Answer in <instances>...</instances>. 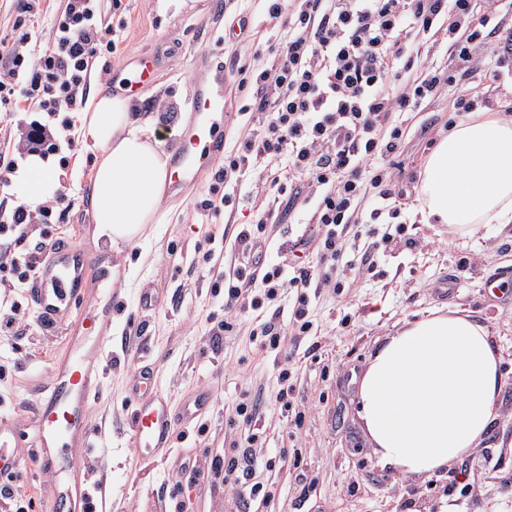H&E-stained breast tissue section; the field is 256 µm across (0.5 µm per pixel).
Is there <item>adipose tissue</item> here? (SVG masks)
<instances>
[{"instance_id": "ef3b65f1", "label": "adipose tissue", "mask_w": 512, "mask_h": 512, "mask_svg": "<svg viewBox=\"0 0 512 512\" xmlns=\"http://www.w3.org/2000/svg\"><path fill=\"white\" fill-rule=\"evenodd\" d=\"M78 122L96 153L89 205L97 231L135 244L171 183L155 122L133 111L130 98L105 92L87 100ZM11 181L34 209L54 193L59 173L31 155ZM419 199L427 222L468 235L512 217V119L490 112L442 137L426 160ZM501 386L487 326L461 309L434 313L406 323L372 355L360 381V415L383 465L432 474L482 444Z\"/></svg>"}]
</instances>
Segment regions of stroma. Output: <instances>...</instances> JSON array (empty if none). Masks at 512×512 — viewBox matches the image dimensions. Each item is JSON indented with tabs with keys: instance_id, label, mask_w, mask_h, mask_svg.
I'll use <instances>...</instances> for the list:
<instances>
[{
	"instance_id": "stroma-1",
	"label": "stroma",
	"mask_w": 512,
	"mask_h": 512,
	"mask_svg": "<svg viewBox=\"0 0 512 512\" xmlns=\"http://www.w3.org/2000/svg\"><path fill=\"white\" fill-rule=\"evenodd\" d=\"M117 25L119 50L100 59L87 91L112 89L139 57L152 58L154 82L131 96L136 111L154 116L164 145L179 138L192 114L188 84L196 71L224 70V149L236 147L248 93L238 91L240 69L255 72L283 53L279 21L270 19L265 0H224L222 14L210 0H123ZM504 55L512 70V48L486 43L464 86L441 85L420 111L404 116L406 134L397 156L406 201L400 222L406 232L375 252L372 268L337 267L341 289L309 290L310 336H285L280 350H259L250 338L251 316L211 344L208 331L224 317V297L212 284L238 257L232 247L240 225L272 201V192L220 208L199 210L209 198L211 171L185 188L169 190L138 246H111L95 237L89 212L93 152L78 131L63 132L57 120L36 112L0 113V150L23 162L30 123H48L62 141L67 164L59 165L58 196L70 207L57 224H32L22 251L34 252L49 238H65L96 255L91 288L111 282L120 302L105 323L104 386L86 415L91 445L77 462L92 463L90 483L107 487L108 512H512V287L490 290L483 282L512 269V223L488 224L470 238L447 226L424 223L417 196L425 160L440 135L460 122L454 102L461 89L481 97L489 82L487 64ZM309 216L280 209L268 225V258L283 260L282 242L296 238ZM158 303L141 310L140 289ZM462 308L486 324L501 357L503 382L496 418L480 448L446 470L404 476L382 466L374 455L359 414V383L368 358L404 320L432 310ZM87 303L76 299L71 318L57 328L42 327L22 288H0V316L15 328L0 335V426L11 427L32 414L35 401L52 385V365L77 339L94 335ZM151 366L160 389L176 409L208 393L199 415L205 433L187 432L171 443V461L139 459L130 444L129 397L133 376ZM289 369V406L276 399L281 369ZM255 405L252 422L235 413L240 399ZM256 456L259 464L237 493L192 484L171 466L191 457ZM66 461L48 473L29 469L20 490L24 512H46ZM263 491L251 494L253 485Z\"/></svg>"
}]
</instances>
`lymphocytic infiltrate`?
I'll use <instances>...</instances> for the list:
<instances>
[{"label": "lymphocytic infiltrate", "mask_w": 512, "mask_h": 512, "mask_svg": "<svg viewBox=\"0 0 512 512\" xmlns=\"http://www.w3.org/2000/svg\"><path fill=\"white\" fill-rule=\"evenodd\" d=\"M122 0H64L53 22V38L41 52L27 48L21 30L33 23V0H12L13 34L0 35V110L34 105L47 114L79 112L85 104L87 78L98 59L117 53L110 12ZM502 0H270L271 18H285L284 52L270 69L240 78L239 88L253 87L240 109L248 125L238 146L224 156L214 176L210 199L202 210L229 204L232 183L250 182L263 163H277L271 180L275 199L288 209L310 212L317 226L318 260L313 265L266 261L265 226L271 214L258 213L236 236L242 262L225 273L224 318L209 330L212 342L232 332L239 316L263 312L251 336L261 348H279L284 332L305 336L307 288L326 281L346 260L342 227L384 224L396 218L403 192L395 157L404 135L401 114L417 111L433 98L440 83L463 78L462 67L476 45L501 29ZM448 34V64L440 68L424 57L422 39ZM378 191L368 218H361L367 188ZM54 208L38 213L15 209L0 226V273L29 283L40 258L19 254L25 225L50 223ZM307 239L297 240L306 249ZM297 289L288 322L270 310L282 290ZM254 458L213 457L207 467L181 458L179 471L197 482H221L238 489L239 472Z\"/></svg>", "instance_id": "1"}]
</instances>
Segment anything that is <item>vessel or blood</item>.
<instances>
[{
	"label": "vessel or blood",
	"mask_w": 512,
	"mask_h": 512,
	"mask_svg": "<svg viewBox=\"0 0 512 512\" xmlns=\"http://www.w3.org/2000/svg\"><path fill=\"white\" fill-rule=\"evenodd\" d=\"M188 106L194 114L193 122L171 145V181L176 189L200 171L214 169L224 152L219 122L224 114L223 70L202 72L192 80ZM89 262V255L72 244L55 247L30 289V305L39 319L51 325L61 323L81 291ZM102 377L101 364L80 355L56 364L52 388L38 398L34 409L31 462L18 458L12 431L0 430V478L14 479L30 466L49 471L56 449L89 447L85 414L90 395L99 388ZM131 391L137 399L131 418L134 446L149 458L168 448L175 418L168 400L157 390L152 372L145 370L136 375ZM64 497L73 512H104L107 493L102 490L90 495L85 479L76 470L69 477Z\"/></svg>",
	"instance_id": "1"
}]
</instances>
